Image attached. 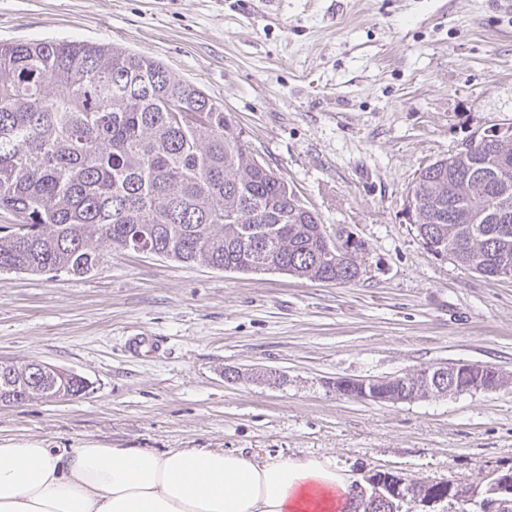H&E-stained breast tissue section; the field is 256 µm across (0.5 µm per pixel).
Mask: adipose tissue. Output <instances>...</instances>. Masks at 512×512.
Masks as SVG:
<instances>
[{"instance_id": "ef3b65f1", "label": "adipose tissue", "mask_w": 512, "mask_h": 512, "mask_svg": "<svg viewBox=\"0 0 512 512\" xmlns=\"http://www.w3.org/2000/svg\"><path fill=\"white\" fill-rule=\"evenodd\" d=\"M355 505L349 478L318 459L0 444V512H351Z\"/></svg>"}]
</instances>
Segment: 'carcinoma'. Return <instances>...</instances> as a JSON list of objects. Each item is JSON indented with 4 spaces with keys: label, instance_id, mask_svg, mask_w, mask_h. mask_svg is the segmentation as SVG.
Here are the masks:
<instances>
[{
    "label": "carcinoma",
    "instance_id": "cac0c4a2",
    "mask_svg": "<svg viewBox=\"0 0 512 512\" xmlns=\"http://www.w3.org/2000/svg\"><path fill=\"white\" fill-rule=\"evenodd\" d=\"M408 206L426 249L490 279L512 271V126L490 129L453 161L422 168ZM0 269L84 276L106 249L148 247L175 261L348 284L356 260L326 259L318 213L255 159L240 131L196 85L143 54L77 41L0 42ZM390 401L424 385L380 379ZM80 376L0 367V398L57 400Z\"/></svg>",
    "mask_w": 512,
    "mask_h": 512
}]
</instances>
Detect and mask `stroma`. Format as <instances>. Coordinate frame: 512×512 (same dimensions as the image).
<instances>
[{
	"mask_svg": "<svg viewBox=\"0 0 512 512\" xmlns=\"http://www.w3.org/2000/svg\"><path fill=\"white\" fill-rule=\"evenodd\" d=\"M40 39L119 44L200 87L329 235L362 242L361 275L120 250L85 276L0 270V361L89 382L0 405V444L221 448L356 482L512 469V279L436 257L404 217L421 168L512 126V0H0V42ZM138 336L159 349L134 353ZM459 362L506 383L395 403L336 389Z\"/></svg>",
	"mask_w": 512,
	"mask_h": 512,
	"instance_id": "obj_1",
	"label": "stroma"
}]
</instances>
